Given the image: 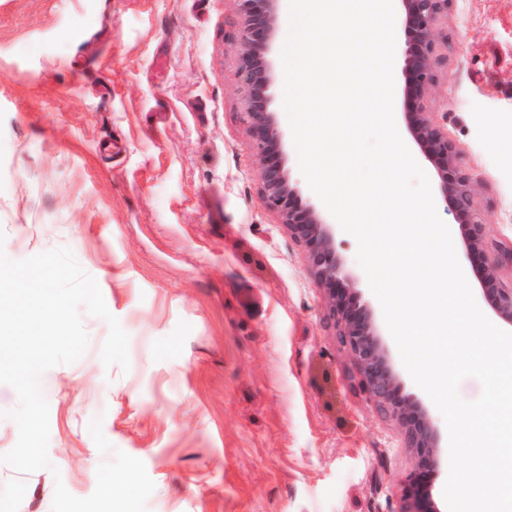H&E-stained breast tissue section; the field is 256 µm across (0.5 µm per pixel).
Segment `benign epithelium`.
I'll list each match as a JSON object with an SVG mask.
<instances>
[{
    "instance_id": "7a95c632",
    "label": "benign epithelium",
    "mask_w": 512,
    "mask_h": 512,
    "mask_svg": "<svg viewBox=\"0 0 512 512\" xmlns=\"http://www.w3.org/2000/svg\"><path fill=\"white\" fill-rule=\"evenodd\" d=\"M240 18L236 79L242 94V122L251 138L260 168L261 201L291 237L306 248L308 270L328 301L341 344L347 348L367 398L396 419L415 460L412 503L403 512H439L423 495L419 477L439 461V435L427 409L400 397V383L379 332L366 307L357 304L351 277L336 253L335 230L324 212L302 201L284 169L282 136L272 109L275 74L271 54L280 35L281 0H233ZM397 21L406 35L402 56L404 86L400 91L406 131L418 152L434 168L439 196L451 216L449 229L464 257L481 276L480 287L492 313L512 326V241L489 247L486 219L475 206V181L463 166V152L448 139L431 108L437 69L443 57L440 23L450 0H397Z\"/></svg>"
}]
</instances>
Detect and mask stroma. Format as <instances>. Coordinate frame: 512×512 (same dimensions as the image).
I'll return each mask as SVG.
<instances>
[{"label":"stroma","mask_w":512,"mask_h":512,"mask_svg":"<svg viewBox=\"0 0 512 512\" xmlns=\"http://www.w3.org/2000/svg\"><path fill=\"white\" fill-rule=\"evenodd\" d=\"M233 0H0V232L15 260L69 248L129 335L107 323L44 374L51 469L0 464V512H51L56 481L91 495L114 448L143 461L147 512H402L414 469L328 320L306 250L260 197L235 78ZM435 111L464 151L489 243L512 239V0H451ZM272 107L303 201L273 54ZM335 246L403 397L446 422L404 367L357 241Z\"/></svg>","instance_id":"35a3bbf8"}]
</instances>
